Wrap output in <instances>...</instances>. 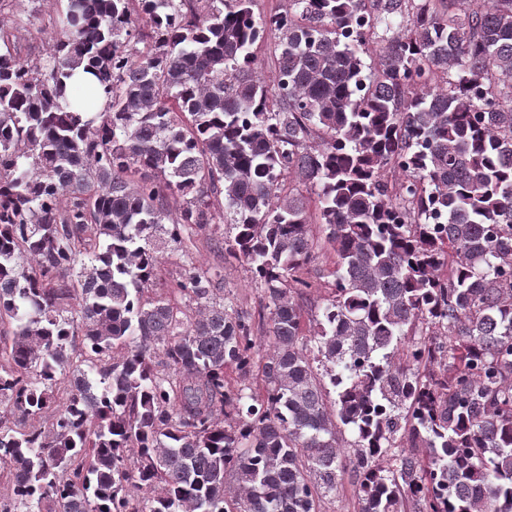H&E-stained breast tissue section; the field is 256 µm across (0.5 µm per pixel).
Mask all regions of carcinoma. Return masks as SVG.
<instances>
[{"label":"carcinoma","instance_id":"1","mask_svg":"<svg viewBox=\"0 0 512 512\" xmlns=\"http://www.w3.org/2000/svg\"><path fill=\"white\" fill-rule=\"evenodd\" d=\"M446 1L63 0L36 62L0 28V512H321L347 477L357 512H512V0ZM293 176L334 257L308 326ZM223 223L264 354L206 270L145 296ZM275 44L276 39L273 34H268L253 51L257 57L256 71L268 83H272L276 74L275 66Z\"/></svg>","mask_w":512,"mask_h":512}]
</instances>
